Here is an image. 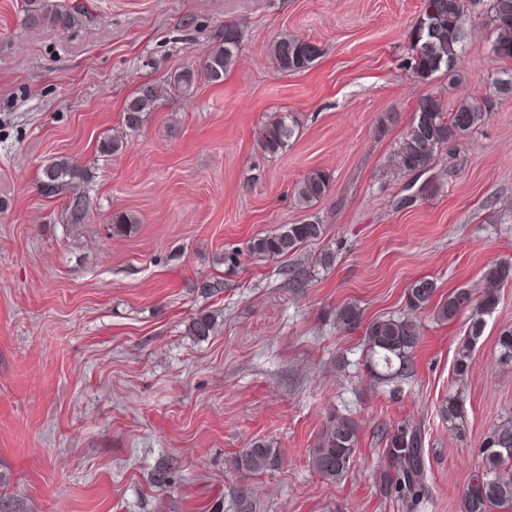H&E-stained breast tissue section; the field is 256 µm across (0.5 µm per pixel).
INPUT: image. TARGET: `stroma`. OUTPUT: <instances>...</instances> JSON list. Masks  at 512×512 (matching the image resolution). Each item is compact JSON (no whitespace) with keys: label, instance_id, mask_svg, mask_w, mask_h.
<instances>
[{"label":"stroma","instance_id":"stroma-1","mask_svg":"<svg viewBox=\"0 0 512 512\" xmlns=\"http://www.w3.org/2000/svg\"><path fill=\"white\" fill-rule=\"evenodd\" d=\"M53 3L77 25L32 29L22 0H0V512H239L242 491L252 512H460L483 438L512 412V364L495 348L512 327V284L461 381L470 312L420 313L413 371L393 383L373 377L361 331L340 329L336 312L402 314L424 276L441 298L478 292L512 258V96L423 176L393 167L421 97L451 107L493 94L512 69L489 51L490 0H471L456 79L428 83L407 66L422 0ZM228 22L242 42L223 83L169 99L100 156L138 86L198 62ZM284 36L317 46L309 68L278 70ZM284 115L295 134L267 154L261 134ZM58 156L94 175V208L75 229L62 199L37 190L40 165ZM313 169L331 185L305 207L293 188ZM427 181L435 191L416 194ZM117 213L135 217L134 232L113 235ZM308 220L324 224L319 240L249 255L254 236ZM292 267L306 271L304 290ZM212 277L223 293L198 294ZM200 312L218 316L205 339L186 330ZM458 389L466 423L452 430L440 410ZM332 410L358 424L352 467L333 483L308 459ZM404 422L428 452L415 506L380 491L386 435ZM255 441L279 463L240 476L232 460Z\"/></svg>","mask_w":512,"mask_h":512}]
</instances>
